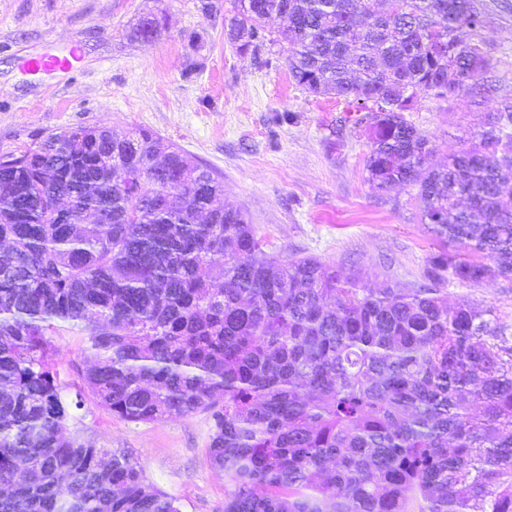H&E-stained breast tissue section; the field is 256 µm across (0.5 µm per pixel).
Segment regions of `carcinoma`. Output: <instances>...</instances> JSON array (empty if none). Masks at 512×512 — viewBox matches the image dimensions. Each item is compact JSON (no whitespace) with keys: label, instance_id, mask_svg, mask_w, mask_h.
Segmentation results:
<instances>
[{"label":"carcinoma","instance_id":"carcinoma-1","mask_svg":"<svg viewBox=\"0 0 512 512\" xmlns=\"http://www.w3.org/2000/svg\"><path fill=\"white\" fill-rule=\"evenodd\" d=\"M234 0L224 36L354 106L377 191L417 189L444 244L415 288L272 260L224 180L154 132L63 130L0 156V512H181L131 455L84 438L57 369L131 422L207 412L224 512H512V342L448 283L512 276V104L428 166L419 95L492 92L473 0ZM271 17L284 25L270 37ZM53 342L58 349L57 363L61 378L69 385L67 396L69 400L75 399V392L82 385L79 370L83 368L81 350L83 348V334L78 328H66L60 336H53Z\"/></svg>","mask_w":512,"mask_h":512}]
</instances>
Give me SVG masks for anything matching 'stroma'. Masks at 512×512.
<instances>
[{"instance_id":"obj_1","label":"stroma","mask_w":512,"mask_h":512,"mask_svg":"<svg viewBox=\"0 0 512 512\" xmlns=\"http://www.w3.org/2000/svg\"><path fill=\"white\" fill-rule=\"evenodd\" d=\"M484 16L470 32L484 48L494 93L418 97L407 117L432 147L431 166L474 143L502 100L512 99V0H475ZM233 0H0V155L48 135L97 125L125 135L152 130L224 178V201L244 212L278 261L313 255L359 274L371 288L423 282L439 243L422 224L415 188L374 190L366 135L345 102L292 81L280 46L261 60L224 36ZM164 24L151 40L143 19ZM80 43L73 75L25 70L24 59ZM448 301L490 308L512 336V278L450 282ZM62 379L78 390L83 335L54 337ZM95 447L125 450L183 512H224V479L209 466L207 414L134 423L85 400L77 411Z\"/></svg>"}]
</instances>
